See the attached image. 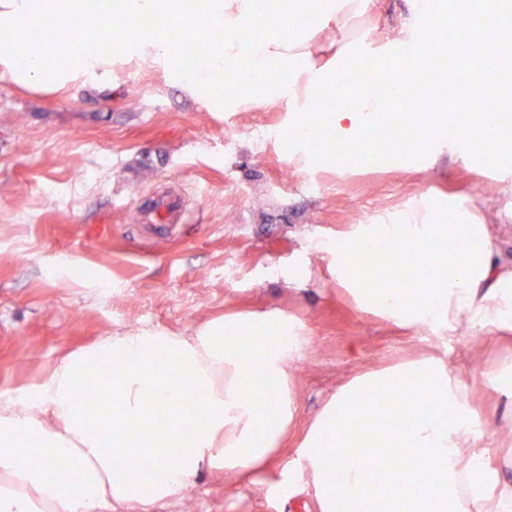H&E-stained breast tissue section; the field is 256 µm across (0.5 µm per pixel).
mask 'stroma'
<instances>
[{"label": "stroma", "instance_id": "stroma-1", "mask_svg": "<svg viewBox=\"0 0 512 512\" xmlns=\"http://www.w3.org/2000/svg\"><path fill=\"white\" fill-rule=\"evenodd\" d=\"M408 0H376L350 30L382 49L376 75L414 68L387 51ZM284 100L233 110L184 92L160 64L113 55L99 89L82 80L49 92L0 77V398L36 387L63 354L133 329L191 334L215 318L277 310L307 344L291 370L294 423L257 482L205 474L155 512H318L308 491L272 485L308 424L353 379L433 355L482 377L472 408L488 425L489 464L512 467V402L498 372L512 335L441 340L360 305L336 281L321 245L362 224H392L417 206L512 209V165L439 154L308 165L285 135ZM179 196L188 223L128 221L148 197ZM307 281L292 285L289 271Z\"/></svg>", "mask_w": 512, "mask_h": 512}]
</instances>
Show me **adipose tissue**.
<instances>
[{
    "label": "adipose tissue",
    "instance_id": "obj_1",
    "mask_svg": "<svg viewBox=\"0 0 512 512\" xmlns=\"http://www.w3.org/2000/svg\"><path fill=\"white\" fill-rule=\"evenodd\" d=\"M433 0H411L410 14L392 30L393 49L417 48L426 26L440 21ZM505 0H456L454 23L462 32L502 33L512 45ZM373 0H0V40L23 39V70L11 52L0 67L14 82L49 90L66 75L52 66L58 35L89 21L120 15L137 23V37L109 44L85 41L80 69L91 71L126 52L166 64L192 95L237 106L232 91L287 99L294 114L289 138L307 163L338 153L362 155L366 130L378 131L403 153H436L440 141L466 146L484 163L501 164L512 146L500 113L480 121L441 117L431 125L411 115L384 113L389 100L416 95L448 101V86L479 93L477 74L457 64L468 54L439 60L426 52L411 75L393 72L372 83L370 60L350 39L352 18ZM177 22L223 31L221 49L183 54L158 29ZM261 27L267 36L247 39ZM356 81L360 101L306 120L310 106L335 97ZM442 241L438 256L423 254L429 238ZM336 276L367 308L398 324L425 326L440 337L512 331V258L495 246L491 221L479 210L439 216L408 215L400 224H366L354 238L333 243ZM305 337L277 311L212 320L190 335L134 331L111 336L62 357L34 389L0 404V512H112L157 504L199 485L205 471L255 477L266 469L293 422L290 365ZM107 378L105 400L127 426L124 434L88 429L79 388L89 370ZM474 370L426 359L366 374L332 394L292 459L280 471L277 491L306 486L319 512H512V478L490 469L486 432L472 416L468 387ZM201 416L187 412L190 399ZM362 449L363 458L350 456ZM80 462L74 484L61 467Z\"/></svg>",
    "mask_w": 512,
    "mask_h": 512
}]
</instances>
